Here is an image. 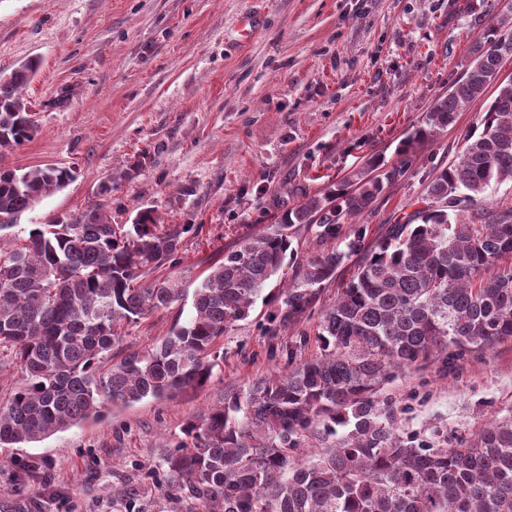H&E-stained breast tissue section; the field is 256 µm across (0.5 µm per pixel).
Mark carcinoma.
I'll use <instances>...</instances> for the list:
<instances>
[{"label": "carcinoma", "instance_id": "1", "mask_svg": "<svg viewBox=\"0 0 512 512\" xmlns=\"http://www.w3.org/2000/svg\"><path fill=\"white\" fill-rule=\"evenodd\" d=\"M512 56V22L488 28L474 59L401 141L417 147L454 125L493 90L476 128L449 166L427 185L421 206L370 246L362 238L306 257L283 282L281 320L300 321L337 270L361 255L316 329L323 353L254 382L187 424V440L167 457L169 475L187 488L189 512H512V413L448 441L418 440L401 429L402 409L383 395L396 373L443 353L452 364L474 349L512 339V208L495 209L493 187L512 182V81L498 64ZM38 63L0 78V148L38 131L23 90ZM405 165L371 157L353 179L304 195L266 232L193 281V290L155 273L177 260L189 224L159 225L155 210L114 224L98 203L77 215L6 238L19 214L73 176L49 165L0 169V352L24 375L0 401V447L38 442L98 416L110 403L169 397L210 379L214 347L246 319L293 252L294 228L315 224L332 242L350 216L368 211ZM191 300V314L151 351L112 361L122 329ZM312 434L332 445L310 459L293 456Z\"/></svg>", "mask_w": 512, "mask_h": 512}]
</instances>
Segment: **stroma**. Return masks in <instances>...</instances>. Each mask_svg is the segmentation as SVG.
Wrapping results in <instances>:
<instances>
[{
	"instance_id": "stroma-1",
	"label": "stroma",
	"mask_w": 512,
	"mask_h": 512,
	"mask_svg": "<svg viewBox=\"0 0 512 512\" xmlns=\"http://www.w3.org/2000/svg\"><path fill=\"white\" fill-rule=\"evenodd\" d=\"M477 1L0 0V76L26 59L40 63L25 92L39 131L0 150V167L75 170L7 234L103 200L116 224L152 207L159 223L191 227L160 276H198L370 156L396 162L400 140L463 75L481 34L512 12V0H481L479 14ZM254 14L262 25L242 39L240 23ZM487 104L478 99L421 145L372 208L345 221L342 237L370 243L405 221ZM107 181L112 191L100 196ZM353 271L346 261L294 324L270 321L282 290L271 282V301L256 302L218 341L223 359L205 385L0 447V512H182L187 492L165 459L187 422L285 372L286 348L319 355L313 330ZM190 311L175 305L125 327L114 358L150 351ZM386 391L406 434H471L512 410V341L398 373Z\"/></svg>"
}]
</instances>
